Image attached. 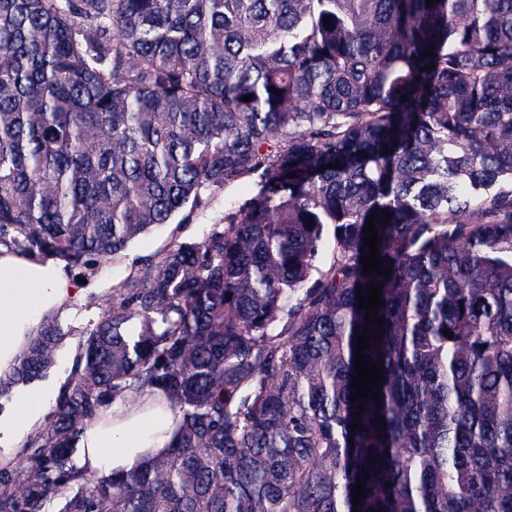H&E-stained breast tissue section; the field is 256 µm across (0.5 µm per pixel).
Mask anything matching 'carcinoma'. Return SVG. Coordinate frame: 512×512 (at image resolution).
Here are the masks:
<instances>
[{"label":"carcinoma","instance_id":"obj_1","mask_svg":"<svg viewBox=\"0 0 512 512\" xmlns=\"http://www.w3.org/2000/svg\"><path fill=\"white\" fill-rule=\"evenodd\" d=\"M246 180L104 299L0 512H512V0H0V245L92 271ZM372 283L379 409L350 400ZM147 391L165 453L79 475Z\"/></svg>","mask_w":512,"mask_h":512}]
</instances>
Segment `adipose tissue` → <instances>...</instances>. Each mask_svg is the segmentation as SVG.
Returning a JSON list of instances; mask_svg holds the SVG:
<instances>
[{
    "mask_svg": "<svg viewBox=\"0 0 512 512\" xmlns=\"http://www.w3.org/2000/svg\"><path fill=\"white\" fill-rule=\"evenodd\" d=\"M84 289L62 264L0 249V372L13 366L44 317ZM160 402L159 396L144 394L130 405L104 407L79 441L81 472L127 471L161 450L170 437L173 416L159 412Z\"/></svg>",
    "mask_w": 512,
    "mask_h": 512,
    "instance_id": "ef3b65f1",
    "label": "adipose tissue"
}]
</instances>
